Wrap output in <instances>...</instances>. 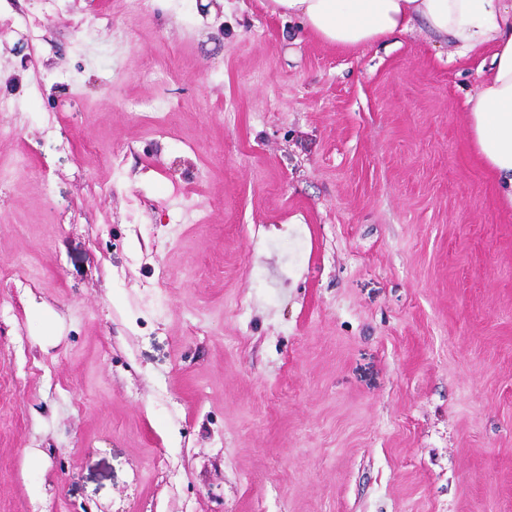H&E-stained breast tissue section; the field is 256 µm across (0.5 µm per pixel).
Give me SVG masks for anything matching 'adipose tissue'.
Wrapping results in <instances>:
<instances>
[{"mask_svg":"<svg viewBox=\"0 0 512 512\" xmlns=\"http://www.w3.org/2000/svg\"><path fill=\"white\" fill-rule=\"evenodd\" d=\"M271 14L302 18L307 34L354 48L423 25L458 52L488 53L465 101L469 139L512 203V0H269Z\"/></svg>","mask_w":512,"mask_h":512,"instance_id":"1","label":"adipose tissue"}]
</instances>
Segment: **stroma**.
Segmentation results:
<instances>
[{
    "instance_id": "stroma-1",
    "label": "stroma",
    "mask_w": 512,
    "mask_h": 512,
    "mask_svg": "<svg viewBox=\"0 0 512 512\" xmlns=\"http://www.w3.org/2000/svg\"><path fill=\"white\" fill-rule=\"evenodd\" d=\"M210 6L0 0V512H512L479 58Z\"/></svg>"
}]
</instances>
